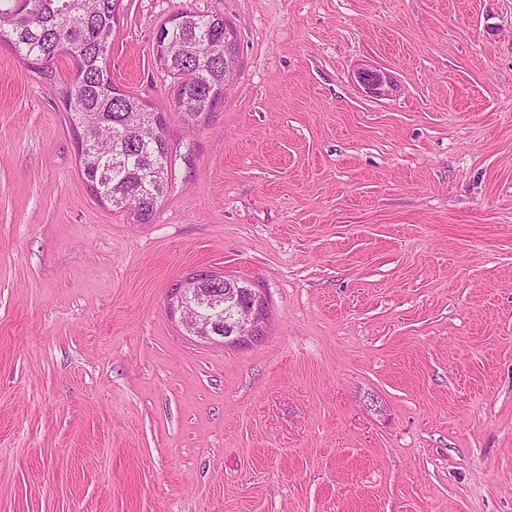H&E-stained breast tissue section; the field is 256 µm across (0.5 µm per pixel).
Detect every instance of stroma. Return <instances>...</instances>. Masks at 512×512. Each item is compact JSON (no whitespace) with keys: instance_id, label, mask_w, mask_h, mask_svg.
Returning <instances> with one entry per match:
<instances>
[{"instance_id":"obj_1","label":"stroma","mask_w":512,"mask_h":512,"mask_svg":"<svg viewBox=\"0 0 512 512\" xmlns=\"http://www.w3.org/2000/svg\"><path fill=\"white\" fill-rule=\"evenodd\" d=\"M186 9L238 72L149 224L81 176L73 59L0 45V512H512V0H123L120 88L167 106ZM202 267L261 341L171 318ZM356 79L366 92L373 96L383 97L389 94L391 81L379 69H361L357 71Z\"/></svg>"}]
</instances>
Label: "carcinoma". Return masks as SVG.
I'll use <instances>...</instances> for the list:
<instances>
[{"label":"carcinoma","mask_w":512,"mask_h":512,"mask_svg":"<svg viewBox=\"0 0 512 512\" xmlns=\"http://www.w3.org/2000/svg\"><path fill=\"white\" fill-rule=\"evenodd\" d=\"M119 0H0V44H5L40 78H55L54 63L73 58V83L59 97L76 139L81 175L94 195L137 224L153 221L168 192L172 151L168 123L154 141L148 126L154 105L112 82L107 65L118 21ZM179 25L163 26L155 42L159 63L174 77L171 102L188 122L206 120L222 102L210 89L224 88V18L182 12Z\"/></svg>","instance_id":"carcinoma-1"}]
</instances>
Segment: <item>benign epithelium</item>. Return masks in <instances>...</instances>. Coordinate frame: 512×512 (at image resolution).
<instances>
[{
	"label": "benign epithelium",
	"instance_id": "7a95c632",
	"mask_svg": "<svg viewBox=\"0 0 512 512\" xmlns=\"http://www.w3.org/2000/svg\"><path fill=\"white\" fill-rule=\"evenodd\" d=\"M237 32L224 23V87L232 82L237 63ZM358 83L376 97L389 94L390 79L379 69L357 71ZM220 274L198 269L181 277L169 290L170 312L179 315L184 330L197 338L222 343H243L262 334L265 299L260 289L222 287Z\"/></svg>",
	"mask_w": 512,
	"mask_h": 512
}]
</instances>
